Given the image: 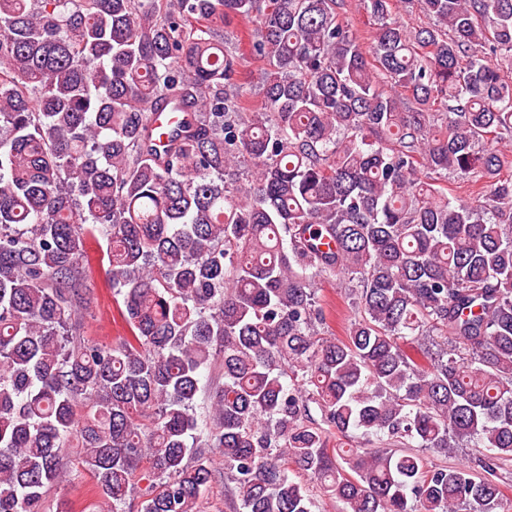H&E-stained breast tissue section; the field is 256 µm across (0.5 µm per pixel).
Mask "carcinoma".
Here are the masks:
<instances>
[{
    "instance_id": "cac0c4a2",
    "label": "carcinoma",
    "mask_w": 512,
    "mask_h": 512,
    "mask_svg": "<svg viewBox=\"0 0 512 512\" xmlns=\"http://www.w3.org/2000/svg\"><path fill=\"white\" fill-rule=\"evenodd\" d=\"M342 5L0 0V512H42L72 440L109 512L140 481V512H197L212 448L243 512H313L292 466L342 512H499L512 0H359L367 46ZM246 18L254 83L224 41ZM97 233L113 345L77 335ZM468 443L471 465L420 453ZM340 284L339 278L333 277L329 279H324L319 282L317 285L316 297L317 301L326 308L327 312L330 309V306L334 304H339L340 299Z\"/></svg>"
}]
</instances>
